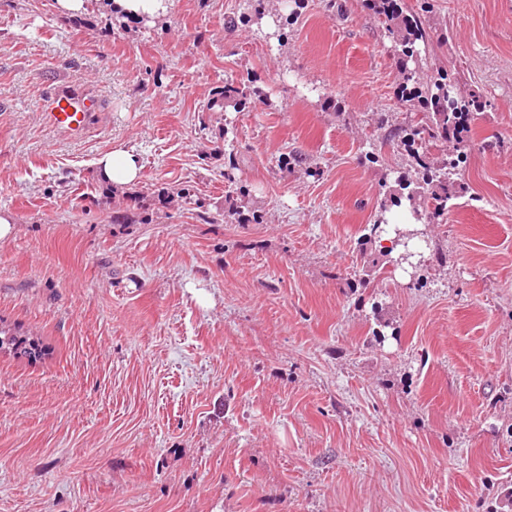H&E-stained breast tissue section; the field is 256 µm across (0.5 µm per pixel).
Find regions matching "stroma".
I'll return each mask as SVG.
<instances>
[{"instance_id": "stroma-1", "label": "stroma", "mask_w": 512, "mask_h": 512, "mask_svg": "<svg viewBox=\"0 0 512 512\" xmlns=\"http://www.w3.org/2000/svg\"><path fill=\"white\" fill-rule=\"evenodd\" d=\"M54 2L0 0V321L53 349L0 354V512H512V0L422 16L471 151L419 271L369 234L422 179L369 0ZM167 0H110L108 7L118 15L152 22L166 16ZM248 96L250 95L249 90L247 88L234 86L233 84H224V88L222 90H217L212 97L207 101V103L203 106L204 111H213L217 109L224 108V102L233 103L237 109H240L242 106L245 107L247 103ZM97 107L98 102L93 97L61 90L46 100L45 113L53 127L79 137L88 128L91 112H95ZM96 165L100 179L118 186L138 181L142 168L135 149L122 146L102 155Z\"/></svg>"}]
</instances>
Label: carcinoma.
<instances>
[{
  "label": "carcinoma",
  "instance_id": "1",
  "mask_svg": "<svg viewBox=\"0 0 512 512\" xmlns=\"http://www.w3.org/2000/svg\"><path fill=\"white\" fill-rule=\"evenodd\" d=\"M376 12L389 23V32L394 35V47L399 52V59L404 69V79L401 86L402 101L418 103L422 117L419 122L410 127V132L403 140L412 157L423 170L424 191L414 188L410 191L412 196L419 194L427 199V208L431 209L434 217H439L448 209V169L454 168L462 162L470 145L457 141L456 154L448 156V160L441 166H434L426 162L423 151L439 141L446 140L450 133L466 121V107L457 102L448 103V96L444 87L448 85V75L441 72L436 78L426 84L419 83L414 72L408 69V62L420 54V44L427 43V33L423 28L420 13L428 11L431 7L429 0L420 4V13L410 12L404 7L402 0H372ZM250 96L247 88L224 84V88L215 92L203 106L206 111L224 108V103H231L241 108L247 103ZM6 346L13 350V356L37 360L46 355V349L39 339L34 338L22 330L13 327L0 328V348Z\"/></svg>",
  "mask_w": 512,
  "mask_h": 512
}]
</instances>
